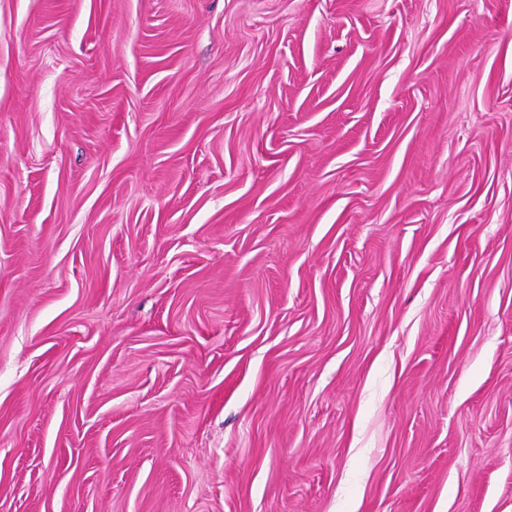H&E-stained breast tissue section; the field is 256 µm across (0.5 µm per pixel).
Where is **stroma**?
<instances>
[{"label": "stroma", "mask_w": 512, "mask_h": 512, "mask_svg": "<svg viewBox=\"0 0 512 512\" xmlns=\"http://www.w3.org/2000/svg\"><path fill=\"white\" fill-rule=\"evenodd\" d=\"M0 512H512V0H0Z\"/></svg>", "instance_id": "obj_1"}]
</instances>
